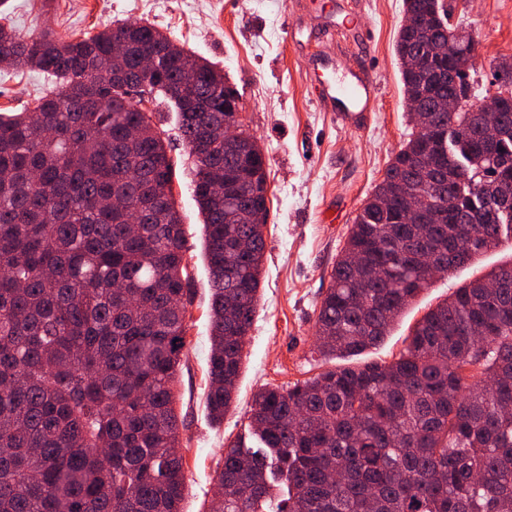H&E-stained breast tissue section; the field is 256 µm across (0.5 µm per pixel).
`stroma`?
I'll use <instances>...</instances> for the list:
<instances>
[{"label": "stroma", "mask_w": 512, "mask_h": 512, "mask_svg": "<svg viewBox=\"0 0 512 512\" xmlns=\"http://www.w3.org/2000/svg\"><path fill=\"white\" fill-rule=\"evenodd\" d=\"M444 3L451 24L478 36L479 54L469 76L475 94L484 95L497 62L512 58V0ZM346 15L355 18L356 28L342 26ZM0 18L17 32L47 31L64 42L115 23L154 26L213 63L237 89L239 123L266 156L269 216L260 299L235 402L215 425L204 403L211 292L203 221L184 168L186 145L168 112L154 115L175 167L172 191L183 217L192 289L173 403L186 480L184 512H208L224 448L248 434L252 398L260 388L287 387L329 369L392 361L430 308L461 285L512 262V246L506 244L437 279L381 345L359 356L327 357L315 346L318 308L347 231L413 131L394 50L403 0H7ZM316 53L374 75L378 108L362 131L342 128L332 113L321 111L310 66ZM54 89L53 79L40 71L0 67V113L22 111Z\"/></svg>", "instance_id": "stroma-1"}]
</instances>
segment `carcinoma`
Segmentation results:
<instances>
[{"mask_svg":"<svg viewBox=\"0 0 512 512\" xmlns=\"http://www.w3.org/2000/svg\"><path fill=\"white\" fill-rule=\"evenodd\" d=\"M430 0H404L395 53L412 104L414 52L444 45ZM189 149L211 281L210 384L221 423L241 339L258 305L264 229L231 205L267 210V161L224 141V75L153 26L119 23L58 42L0 24V67L55 76L34 109L0 114V512H182L185 476L173 386L185 345L188 276L172 163L130 89L142 55ZM459 61L449 90L474 97ZM389 161L338 254L315 329L319 352L380 343L433 281L512 241V202L473 185L512 173V116L496 155L470 112L427 113ZM419 196L440 212L402 223ZM137 216L138 231L129 220ZM260 447L224 448L212 512H501L512 503V265L457 288L389 363L327 370L253 397Z\"/></svg>","mask_w":512,"mask_h":512,"instance_id":"carcinoma-1","label":"carcinoma"}]
</instances>
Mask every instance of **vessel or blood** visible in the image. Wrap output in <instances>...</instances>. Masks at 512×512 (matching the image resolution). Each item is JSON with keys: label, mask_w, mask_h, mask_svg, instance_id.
<instances>
[{"label": "vessel or blood", "mask_w": 512, "mask_h": 512, "mask_svg": "<svg viewBox=\"0 0 512 512\" xmlns=\"http://www.w3.org/2000/svg\"><path fill=\"white\" fill-rule=\"evenodd\" d=\"M316 69L317 99L325 111L337 116L342 126L362 129L378 107L376 81L368 72H342L338 63L320 59Z\"/></svg>", "instance_id": "b4317fda"}]
</instances>
